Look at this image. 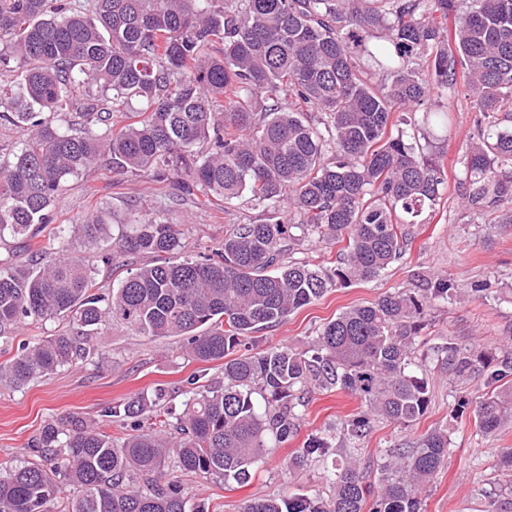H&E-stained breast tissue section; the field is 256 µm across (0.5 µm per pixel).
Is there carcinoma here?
Listing matches in <instances>:
<instances>
[{"label": "carcinoma", "instance_id": "cac0c4a2", "mask_svg": "<svg viewBox=\"0 0 512 512\" xmlns=\"http://www.w3.org/2000/svg\"><path fill=\"white\" fill-rule=\"evenodd\" d=\"M376 71L385 78L373 81ZM459 80L478 131L464 147V200L512 224V0H0V123L20 133L0 163V240L30 242L34 258L0 257V338L28 320L70 325L19 345L0 363V387L20 391L86 360L105 324L179 337L181 356L224 368L221 381L189 379L179 413L162 384L105 409L120 439L94 419H51L29 442L32 458L0 461V512H188L169 472L244 486L295 436L310 398L338 390L362 404L341 423L350 448L338 455L314 436L288 463L331 460L328 492L252 498L241 512H424L448 429L388 449L372 482L355 445L374 422L407 427L427 411L417 338L432 307L460 293L452 279L422 274L300 348L255 351L253 334L402 255L406 226L438 204L448 178L439 156L389 127L395 113L421 110L428 135L451 138L450 113L432 101ZM80 88L81 127L63 130L50 115ZM98 164L166 182L174 198L247 201L265 218L227 225L200 258L183 255V232L159 212L135 211L111 243L101 223L60 224L41 239L69 178ZM304 236L342 244L336 264L290 257ZM76 238L101 243L95 258L67 253ZM118 251L155 261L104 294L96 276ZM437 366L493 385L474 409L481 432L512 423L511 345L450 338ZM500 465L506 479L485 512H512V448Z\"/></svg>", "mask_w": 512, "mask_h": 512}]
</instances>
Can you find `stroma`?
I'll list each match as a JSON object with an SVG mask.
<instances>
[{
    "mask_svg": "<svg viewBox=\"0 0 512 512\" xmlns=\"http://www.w3.org/2000/svg\"><path fill=\"white\" fill-rule=\"evenodd\" d=\"M436 103L448 108L455 122L454 137L434 141L432 147L442 156L448 190L433 214L411 225L412 242L403 258L380 277L333 289L278 326L259 331L258 348L303 346L346 308L369 304L397 288L415 287L421 273L447 275L464 297L430 311L420 333V354H431L433 347L450 337L493 345L512 331V224L499 223L494 211H475L462 203L466 169L461 146L477 133L463 86L448 89ZM135 205L163 211L170 223L181 225L191 257L220 248L225 225L264 218L261 209L238 204L206 207L188 197L175 203L168 199L166 183L96 167L70 178L53 221L79 224L98 218L105 222L107 235L115 237L125 231L128 212ZM179 344L176 338L154 341L110 325L100 329L95 339L97 353L88 361L58 369L21 391L0 388V460L29 458V439L52 417L74 413L95 418L105 406L137 396L154 383H167L176 391L186 388L190 376L205 380L219 376L220 363L182 358ZM430 381L432 398L426 413L407 427L375 424L361 445V456L374 466L393 444L414 442L433 429L447 428L448 463L426 494L425 510L484 512L483 493L500 474V449L512 447V427L486 436L478 431L472 414L452 418L459 398L473 404L480 401L486 391L482 381L453 384L438 373ZM360 407V401L344 391L314 395L296 436L274 448L245 486L180 472L175 478L189 491V507L201 504L209 512H240L243 503L254 497L314 495L325 488L324 463L292 472L290 456L307 438L331 434Z\"/></svg>",
    "mask_w": 512,
    "mask_h": 512,
    "instance_id": "35a3bbf8",
    "label": "stroma"
}]
</instances>
